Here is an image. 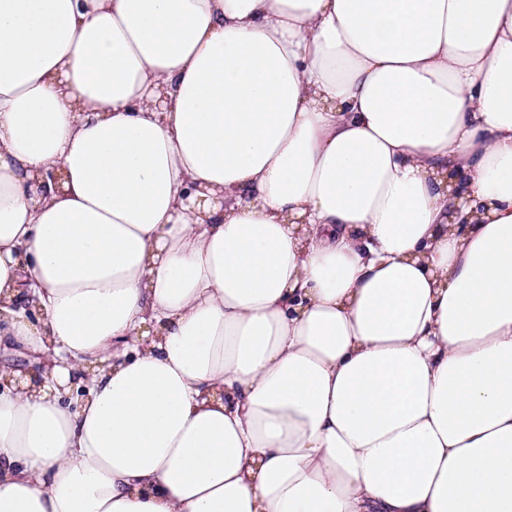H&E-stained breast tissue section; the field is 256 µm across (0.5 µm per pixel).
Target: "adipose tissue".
Wrapping results in <instances>:
<instances>
[{
	"mask_svg": "<svg viewBox=\"0 0 512 512\" xmlns=\"http://www.w3.org/2000/svg\"><path fill=\"white\" fill-rule=\"evenodd\" d=\"M0 348V512H512V0H0Z\"/></svg>",
	"mask_w": 512,
	"mask_h": 512,
	"instance_id": "adipose-tissue-1",
	"label": "adipose tissue"
}]
</instances>
